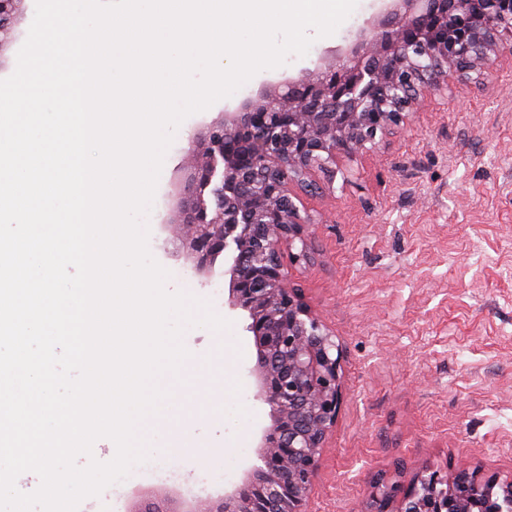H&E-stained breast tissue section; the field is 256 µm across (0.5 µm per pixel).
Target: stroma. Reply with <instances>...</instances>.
I'll return each mask as SVG.
<instances>
[{
    "label": "stroma",
    "instance_id": "stroma-1",
    "mask_svg": "<svg viewBox=\"0 0 512 512\" xmlns=\"http://www.w3.org/2000/svg\"><path fill=\"white\" fill-rule=\"evenodd\" d=\"M375 8L358 0L335 34L308 54L257 73L232 97L186 118L159 177L148 218L149 249L171 277L169 291L209 299L174 232L187 168L182 147L225 107L268 92L343 47ZM35 14L27 6L0 32V79L13 74ZM346 177L307 193L310 259L289 270L295 288L343 348L344 402L314 481L312 512H362L379 478L408 486L423 466L467 465L483 476L512 473V57L455 80L403 128L346 160ZM216 333L183 337L191 358L179 396L186 445L177 463L188 491L202 465L225 482L269 421L252 398L246 367L256 351L243 318ZM149 484L108 487L79 512H129Z\"/></svg>",
    "mask_w": 512,
    "mask_h": 512
}]
</instances>
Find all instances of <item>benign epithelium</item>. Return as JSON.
Here are the masks:
<instances>
[{
	"instance_id": "1",
	"label": "benign epithelium",
	"mask_w": 512,
	"mask_h": 512,
	"mask_svg": "<svg viewBox=\"0 0 512 512\" xmlns=\"http://www.w3.org/2000/svg\"><path fill=\"white\" fill-rule=\"evenodd\" d=\"M29 0H0V30ZM377 19L346 51L274 91L242 102L202 128L180 203L182 241L194 272L224 254V310L245 320L256 361L247 372L270 423L255 438L224 496L195 498L202 512H311L313 482L343 403L336 337L289 286L308 259L299 192L336 181V162L405 123L448 77L512 56V0H379ZM497 493L512 503V474L466 466L419 469L409 488L379 482L365 512H485ZM165 493L128 512H188Z\"/></svg>"
}]
</instances>
